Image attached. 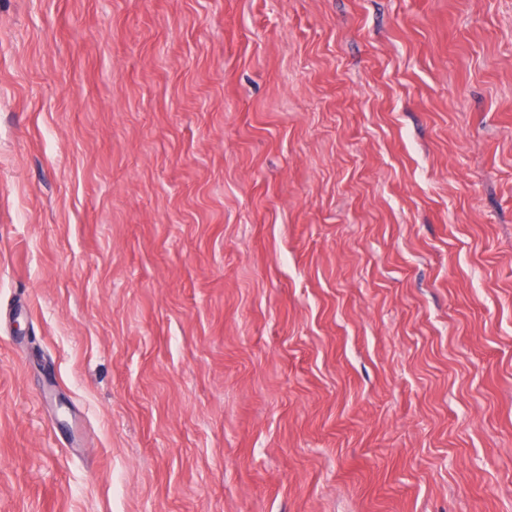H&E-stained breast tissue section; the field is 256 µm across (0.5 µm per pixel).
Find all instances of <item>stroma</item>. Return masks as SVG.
<instances>
[{"label":"stroma","mask_w":512,"mask_h":512,"mask_svg":"<svg viewBox=\"0 0 512 512\" xmlns=\"http://www.w3.org/2000/svg\"><path fill=\"white\" fill-rule=\"evenodd\" d=\"M0 512H512V0H0Z\"/></svg>","instance_id":"35a3bbf8"}]
</instances>
